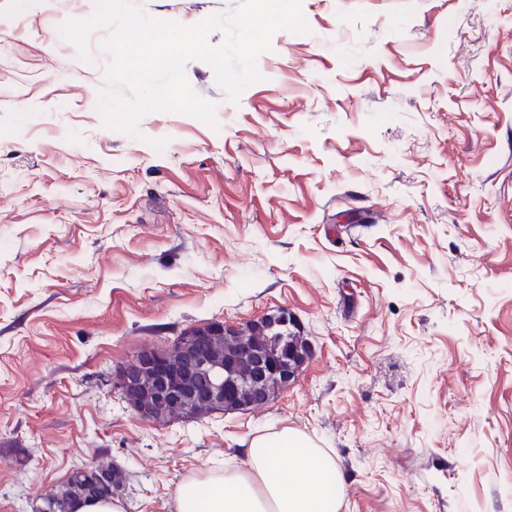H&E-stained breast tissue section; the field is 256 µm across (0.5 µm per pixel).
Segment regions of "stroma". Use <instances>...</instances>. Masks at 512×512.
<instances>
[{"mask_svg":"<svg viewBox=\"0 0 512 512\" xmlns=\"http://www.w3.org/2000/svg\"><path fill=\"white\" fill-rule=\"evenodd\" d=\"M185 26L240 0H138ZM94 0H0V512L84 464L124 512L288 429L338 512H512V0H303L217 126L97 110ZM163 141L155 149L153 141ZM287 310L311 346L270 403L167 424L105 384L142 350Z\"/></svg>","mask_w":512,"mask_h":512,"instance_id":"obj_1","label":"stroma"}]
</instances>
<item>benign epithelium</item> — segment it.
Segmentation results:
<instances>
[{
	"instance_id": "benign-epithelium-1",
	"label": "benign epithelium",
	"mask_w": 512,
	"mask_h": 512,
	"mask_svg": "<svg viewBox=\"0 0 512 512\" xmlns=\"http://www.w3.org/2000/svg\"><path fill=\"white\" fill-rule=\"evenodd\" d=\"M251 324L250 320L235 326L217 322L198 327L196 335L181 345L182 370L191 376L188 382L177 379L163 352L146 349L132 363L114 370L105 383L122 396L148 389L149 397L132 409L140 419L151 422L163 412L171 411L185 418L206 409L211 412L248 411L260 401L266 404L270 397L265 381L275 378L282 388H287L298 377L311 352L302 353L281 366L260 360L255 372L244 379L236 377L231 366L198 353L199 346L214 337L230 336Z\"/></svg>"
}]
</instances>
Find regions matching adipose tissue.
Masks as SVG:
<instances>
[{
  "label": "adipose tissue",
  "mask_w": 512,
  "mask_h": 512,
  "mask_svg": "<svg viewBox=\"0 0 512 512\" xmlns=\"http://www.w3.org/2000/svg\"><path fill=\"white\" fill-rule=\"evenodd\" d=\"M246 456L245 470L182 481L179 512H336L343 477L302 437L281 431L254 441Z\"/></svg>",
  "instance_id": "ef3b65f1"
}]
</instances>
